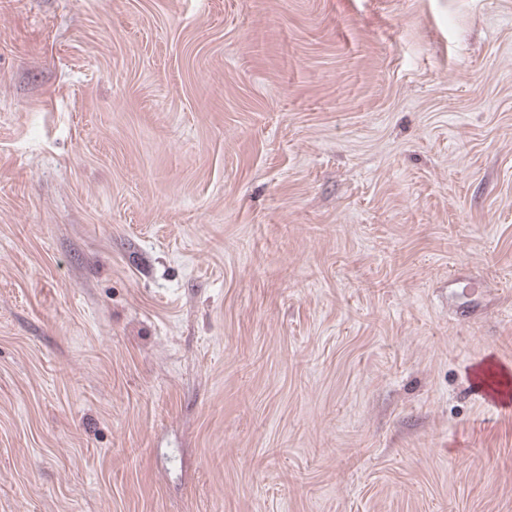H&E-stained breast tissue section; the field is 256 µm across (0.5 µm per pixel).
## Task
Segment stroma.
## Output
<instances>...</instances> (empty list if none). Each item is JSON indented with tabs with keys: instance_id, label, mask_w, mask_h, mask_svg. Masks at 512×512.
<instances>
[{
	"instance_id": "stroma-1",
	"label": "stroma",
	"mask_w": 512,
	"mask_h": 512,
	"mask_svg": "<svg viewBox=\"0 0 512 512\" xmlns=\"http://www.w3.org/2000/svg\"><path fill=\"white\" fill-rule=\"evenodd\" d=\"M512 0H0V512H512Z\"/></svg>"
}]
</instances>
